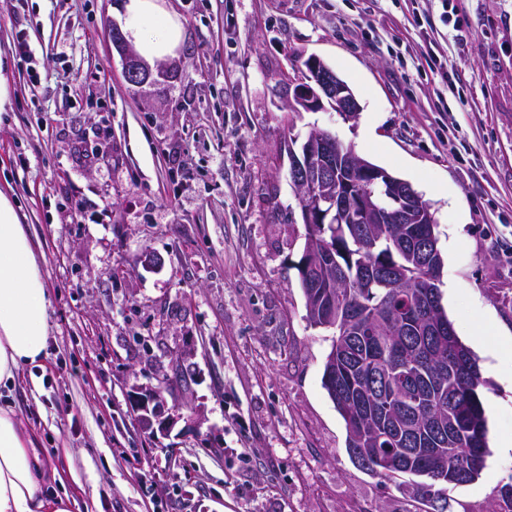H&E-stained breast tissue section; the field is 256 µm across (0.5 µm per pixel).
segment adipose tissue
<instances>
[{"mask_svg": "<svg viewBox=\"0 0 512 512\" xmlns=\"http://www.w3.org/2000/svg\"><path fill=\"white\" fill-rule=\"evenodd\" d=\"M124 32L145 59L175 56L183 24L160 0H123ZM43 260L30 243L10 196L0 191V387L9 388L19 368L35 365L48 341L49 300ZM48 480L35 439L10 404L0 405V512H96L98 497L76 505L69 497L47 499Z\"/></svg>", "mask_w": 512, "mask_h": 512, "instance_id": "1", "label": "adipose tissue"}]
</instances>
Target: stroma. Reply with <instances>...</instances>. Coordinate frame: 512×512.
Returning <instances> with one entry per match:
<instances>
[{
  "instance_id": "stroma-1",
  "label": "stroma",
  "mask_w": 512,
  "mask_h": 512,
  "mask_svg": "<svg viewBox=\"0 0 512 512\" xmlns=\"http://www.w3.org/2000/svg\"><path fill=\"white\" fill-rule=\"evenodd\" d=\"M121 0H0V190L49 295V340L11 404L75 500L102 512H425L354 464L309 327L290 141L332 132L436 214L441 304L485 385L490 453L451 512L512 485V0H166L172 58L130 83ZM460 25L463 39L448 31ZM31 55L19 57L17 40ZM321 58L356 122L294 112ZM178 418L144 432L132 396ZM253 450L241 461L242 447Z\"/></svg>"
}]
</instances>
